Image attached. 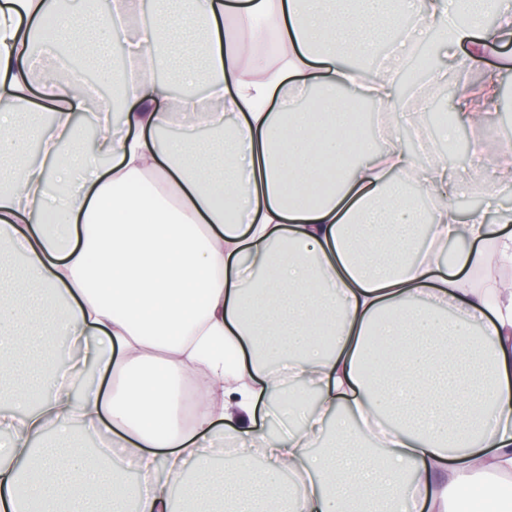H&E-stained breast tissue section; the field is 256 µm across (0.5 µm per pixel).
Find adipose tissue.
<instances>
[{
    "mask_svg": "<svg viewBox=\"0 0 512 512\" xmlns=\"http://www.w3.org/2000/svg\"><path fill=\"white\" fill-rule=\"evenodd\" d=\"M153 0L121 63L109 55L115 19L138 0L89 15L57 0H0V252L24 259L28 279L0 286V512H170L172 485L230 490L196 512H467L463 490L495 496L512 478V208L488 201L459 212L463 187L446 160L419 165L397 136L413 125L393 72L362 82L351 62L373 56L403 11L417 40L438 31L439 83H467L488 48L512 42V0ZM493 13L495 25L478 19ZM471 24H459L461 15ZM57 21L65 59L79 62L96 34L123 117L104 107L99 166L82 148L77 116L89 91L48 74L32 83L33 45ZM209 32L202 60L185 63L195 25ZM172 76L204 81L206 100L182 114L232 128L223 155L210 144L161 142L174 122L165 86L147 77L156 58ZM357 85L398 116L396 135L365 140L338 98L297 109L288 92ZM43 107L40 161H26L13 116ZM500 121L499 91L462 93L456 126L475 130V169L492 179L512 149L487 159L482 132ZM352 162L335 171L337 152ZM439 200L425 237L403 193L405 177ZM464 251L449 255L452 241ZM58 294L57 334L81 358L55 354L26 381L14 377L37 339L30 281ZM378 338L388 360L369 349ZM112 375L117 391L103 390ZM197 388L192 422L187 383ZM381 422L375 447L353 445L354 418ZM225 422L235 468L214 471L204 447ZM93 427L140 464L150 485L129 481L111 454L51 446L48 431ZM333 424L336 447L309 459ZM262 477L237 487L254 458ZM297 474L292 489L284 472Z\"/></svg>",
    "mask_w": 512,
    "mask_h": 512,
    "instance_id": "1",
    "label": "adipose tissue"
}]
</instances>
